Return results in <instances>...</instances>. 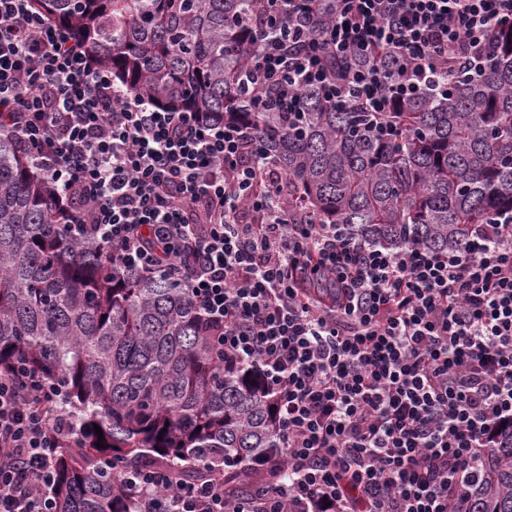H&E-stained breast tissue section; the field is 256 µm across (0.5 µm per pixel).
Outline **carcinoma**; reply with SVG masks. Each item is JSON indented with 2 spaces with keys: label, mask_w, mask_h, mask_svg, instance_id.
Here are the masks:
<instances>
[{
  "label": "carcinoma",
  "mask_w": 512,
  "mask_h": 512,
  "mask_svg": "<svg viewBox=\"0 0 512 512\" xmlns=\"http://www.w3.org/2000/svg\"><path fill=\"white\" fill-rule=\"evenodd\" d=\"M32 3L141 98L256 127L291 213L301 202L377 246L446 250L468 225L512 210L511 25L491 28L482 79L459 78L446 99L424 92L375 118L306 88L290 123L240 92L254 52L240 21L267 0ZM377 121L394 133L377 135ZM59 197L0 127V371L31 368L61 393L56 512H135L122 480L131 468L197 482L224 461L227 493L255 495L250 465L278 444L271 397L224 372L178 283L123 270L101 245L70 236ZM460 493L468 512H512V447L495 449Z\"/></svg>",
  "instance_id": "obj_1"
}]
</instances>
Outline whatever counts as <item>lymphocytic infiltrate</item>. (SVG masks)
Wrapping results in <instances>:
<instances>
[{
  "label": "lymphocytic infiltrate",
  "instance_id": "1",
  "mask_svg": "<svg viewBox=\"0 0 512 512\" xmlns=\"http://www.w3.org/2000/svg\"><path fill=\"white\" fill-rule=\"evenodd\" d=\"M330 2L312 27L247 24L256 111H299L291 86L377 114L447 94L512 24V0ZM0 126L75 203L72 236L185 288L225 372L273 397L286 481L240 503L220 464L201 485L132 472L137 512H460L462 474L512 446V211L448 250L294 223L255 127L132 95L31 0H0ZM55 402L38 373L0 375V512H53Z\"/></svg>",
  "mask_w": 512,
  "mask_h": 512
}]
</instances>
